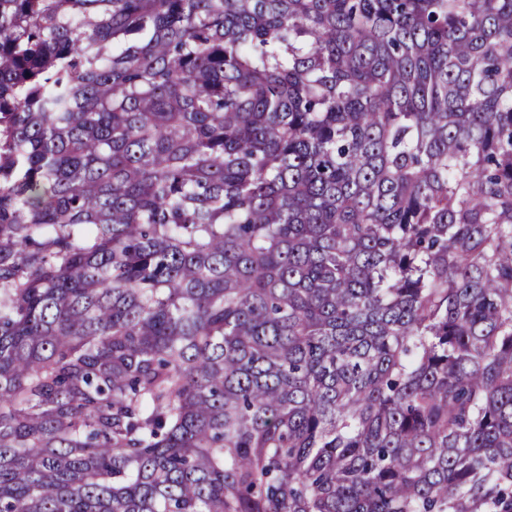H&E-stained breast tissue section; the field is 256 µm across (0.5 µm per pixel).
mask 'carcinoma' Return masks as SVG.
Returning <instances> with one entry per match:
<instances>
[{
    "mask_svg": "<svg viewBox=\"0 0 512 512\" xmlns=\"http://www.w3.org/2000/svg\"><path fill=\"white\" fill-rule=\"evenodd\" d=\"M0 512H512V0H0Z\"/></svg>",
    "mask_w": 512,
    "mask_h": 512,
    "instance_id": "carcinoma-1",
    "label": "carcinoma"
}]
</instances>
